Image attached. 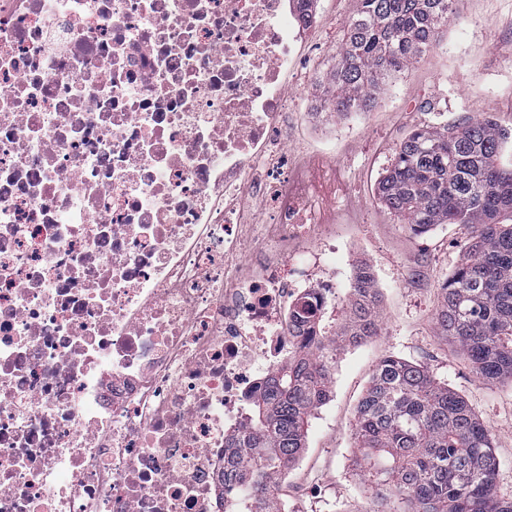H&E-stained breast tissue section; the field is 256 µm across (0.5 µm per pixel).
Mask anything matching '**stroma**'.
<instances>
[{
  "label": "stroma",
  "mask_w": 512,
  "mask_h": 512,
  "mask_svg": "<svg viewBox=\"0 0 512 512\" xmlns=\"http://www.w3.org/2000/svg\"><path fill=\"white\" fill-rule=\"evenodd\" d=\"M357 0H315L314 21L298 44L311 79L290 88L294 108L285 136L289 157L315 151L336 161L335 177L315 174L314 188L336 191V221L321 230L336 259L369 266L381 294L382 331L372 342L338 353L328 401L311 417L305 448L277 501L292 512H367L372 496L356 463V406L385 357L423 366L471 405L488 430L500 494L512 497V382L485 380L442 336L441 288L469 237L464 224H442L417 235L378 200L375 183L399 143L425 125H458L489 115L512 129V0H458L438 44L382 85L366 117L340 116L312 125L303 114L321 94Z\"/></svg>",
  "instance_id": "1"
}]
</instances>
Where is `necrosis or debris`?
I'll return each instance as SVG.
<instances>
[{
    "label": "necrosis or debris",
    "mask_w": 512,
    "mask_h": 512,
    "mask_svg": "<svg viewBox=\"0 0 512 512\" xmlns=\"http://www.w3.org/2000/svg\"><path fill=\"white\" fill-rule=\"evenodd\" d=\"M308 25L299 0H0V512H224L248 397L357 276L300 249L331 209L304 169L335 160L282 158Z\"/></svg>",
    "instance_id": "necrosis-or-debris-1"
}]
</instances>
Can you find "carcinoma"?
I'll list each match as a JSON object with an SVG mask.
<instances>
[{
	"instance_id": "obj_1",
	"label": "carcinoma",
	"mask_w": 512,
	"mask_h": 512,
	"mask_svg": "<svg viewBox=\"0 0 512 512\" xmlns=\"http://www.w3.org/2000/svg\"><path fill=\"white\" fill-rule=\"evenodd\" d=\"M457 0H359L328 77L336 114L365 112L380 85L432 46ZM512 132L487 117L425 126L381 174L382 203L414 234L439 224L472 229L445 281L441 331L488 380H512ZM380 330L375 280L353 286L344 322L319 352L276 372L251 400L248 429L232 438L224 512H281L271 488L298 458L314 412L329 398L337 352ZM359 467L373 512H512L498 494L489 432L467 401L422 367L388 356L357 405Z\"/></svg>"
}]
</instances>
